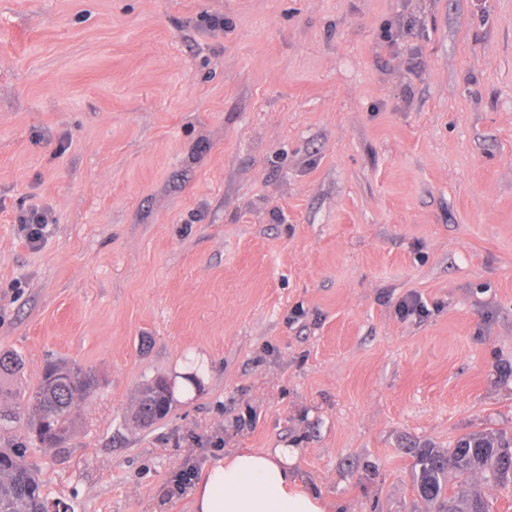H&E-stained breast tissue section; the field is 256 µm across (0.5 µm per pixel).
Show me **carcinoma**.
Wrapping results in <instances>:
<instances>
[{
    "label": "carcinoma",
    "mask_w": 512,
    "mask_h": 512,
    "mask_svg": "<svg viewBox=\"0 0 512 512\" xmlns=\"http://www.w3.org/2000/svg\"><path fill=\"white\" fill-rule=\"evenodd\" d=\"M21 358L0 353V375L19 371ZM97 387L95 377L65 361L47 363L25 401L27 439L37 448H58L75 428L73 409ZM176 400L175 382L156 377L139 390L134 418L143 426L164 419ZM417 494L429 512H494L493 503L474 489L472 478L512 484V435L477 431L460 437L446 449L419 448ZM46 507L43 483L27 461L26 444L0 449V512H40Z\"/></svg>",
    "instance_id": "carcinoma-1"
}]
</instances>
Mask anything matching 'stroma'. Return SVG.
<instances>
[{
	"mask_svg": "<svg viewBox=\"0 0 512 512\" xmlns=\"http://www.w3.org/2000/svg\"><path fill=\"white\" fill-rule=\"evenodd\" d=\"M1 351L7 410L97 380L27 451L66 512H194L251 448L426 512L412 446L512 431V0H0ZM49 224V213L43 209H32L26 217H23L21 228L26 231V239L33 248L40 247ZM96 387V379L89 371L65 360L48 362L25 401L28 417L24 419V430L31 445L63 446L75 428V403L88 399ZM175 400V382L166 377H156L139 390L134 418L143 426L152 425L170 413Z\"/></svg>",
	"mask_w": 512,
	"mask_h": 512,
	"instance_id": "stroma-1",
	"label": "stroma"
}]
</instances>
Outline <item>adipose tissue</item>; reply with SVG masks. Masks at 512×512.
I'll return each instance as SVG.
<instances>
[{
	"instance_id": "ef3b65f1",
	"label": "adipose tissue",
	"mask_w": 512,
	"mask_h": 512,
	"mask_svg": "<svg viewBox=\"0 0 512 512\" xmlns=\"http://www.w3.org/2000/svg\"><path fill=\"white\" fill-rule=\"evenodd\" d=\"M295 449H246L212 466L196 488V512H327L292 471Z\"/></svg>"
}]
</instances>
